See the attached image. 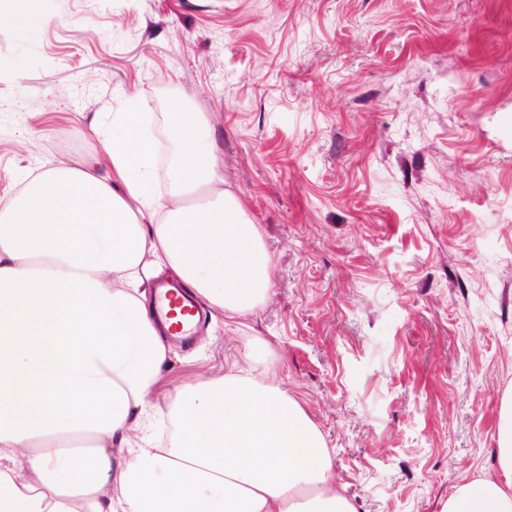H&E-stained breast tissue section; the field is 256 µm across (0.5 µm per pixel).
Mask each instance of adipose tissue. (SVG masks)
I'll use <instances>...</instances> for the list:
<instances>
[{"label": "adipose tissue", "instance_id": "adipose-tissue-1", "mask_svg": "<svg viewBox=\"0 0 512 512\" xmlns=\"http://www.w3.org/2000/svg\"><path fill=\"white\" fill-rule=\"evenodd\" d=\"M150 123L110 113L109 174L51 168L0 210V512H357L273 361L187 386L171 409L151 400L170 353L151 279L177 278L229 320L272 282L202 117L175 129L162 196ZM503 411L496 477L458 486L447 512H512Z\"/></svg>", "mask_w": 512, "mask_h": 512}]
</instances>
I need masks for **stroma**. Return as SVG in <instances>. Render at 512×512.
Returning <instances> with one entry per match:
<instances>
[{
	"label": "stroma",
	"mask_w": 512,
	"mask_h": 512,
	"mask_svg": "<svg viewBox=\"0 0 512 512\" xmlns=\"http://www.w3.org/2000/svg\"><path fill=\"white\" fill-rule=\"evenodd\" d=\"M164 88L172 94L156 102ZM203 114L273 294L152 400L278 363L358 512L494 473L512 393V0H46L0 9V198L105 113Z\"/></svg>",
	"instance_id": "1"
}]
</instances>
